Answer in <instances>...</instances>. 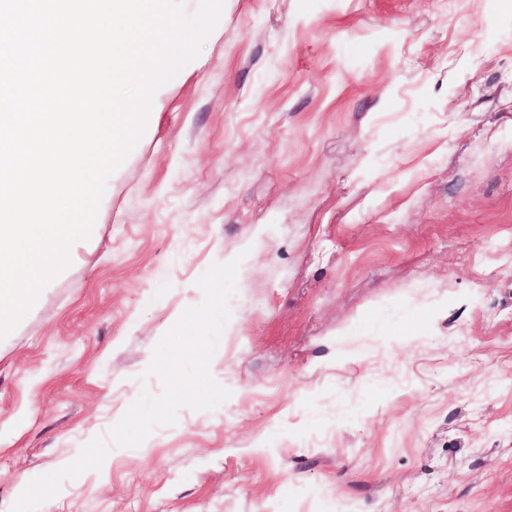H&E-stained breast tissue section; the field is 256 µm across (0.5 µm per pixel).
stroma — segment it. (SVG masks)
Here are the masks:
<instances>
[{
	"mask_svg": "<svg viewBox=\"0 0 512 512\" xmlns=\"http://www.w3.org/2000/svg\"><path fill=\"white\" fill-rule=\"evenodd\" d=\"M151 112L0 340V512H512V0H224Z\"/></svg>",
	"mask_w": 512,
	"mask_h": 512,
	"instance_id": "obj_1",
	"label": "stroma"
}]
</instances>
